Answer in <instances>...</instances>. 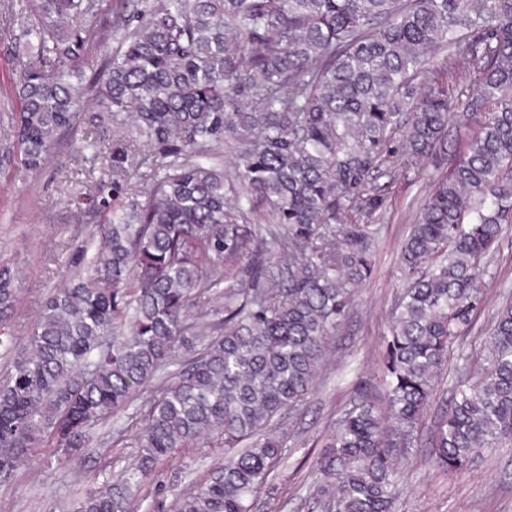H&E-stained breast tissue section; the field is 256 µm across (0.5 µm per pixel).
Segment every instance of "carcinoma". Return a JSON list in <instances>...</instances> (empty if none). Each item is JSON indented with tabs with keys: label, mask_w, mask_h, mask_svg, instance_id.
<instances>
[{
	"label": "carcinoma",
	"mask_w": 512,
	"mask_h": 512,
	"mask_svg": "<svg viewBox=\"0 0 512 512\" xmlns=\"http://www.w3.org/2000/svg\"><path fill=\"white\" fill-rule=\"evenodd\" d=\"M25 0L28 61L10 113L20 166L38 170L83 121L103 177L75 189L93 254L42 305L0 375V482L34 451L65 461L135 401L142 427L123 484L149 485L180 448L224 459L176 512H253L285 455L276 419L316 389L330 341L369 272L372 179L402 140L407 170L448 156V91L491 115L438 178L401 247L411 282L383 355L384 402L363 395L311 468L309 510L395 512L403 458L438 372L481 302L512 224V0ZM112 51L89 59L100 40ZM80 83L70 82L73 74ZM234 171L213 160L224 150ZM149 165L148 204L136 179ZM265 251L275 265L259 268ZM249 279L233 270L242 259ZM0 263V323L19 297ZM224 312L196 315L221 282ZM430 437L450 471L512 440V303L463 357ZM106 481L72 512H125Z\"/></svg>",
	"instance_id": "obj_1"
}]
</instances>
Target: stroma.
<instances>
[{
  "label": "stroma",
  "instance_id": "obj_1",
  "mask_svg": "<svg viewBox=\"0 0 512 512\" xmlns=\"http://www.w3.org/2000/svg\"><path fill=\"white\" fill-rule=\"evenodd\" d=\"M13 37L0 31V114L16 111L10 88L25 57L12 50ZM473 91L454 83L448 96L451 116H463L464 128L448 127V156L456 158L465 135L486 119L469 104ZM85 134L75 131L34 173L17 167L6 126L0 125V262L12 265L20 301L11 319L16 337L28 334L41 305L57 288L73 254L88 240L97 219H76L68 204L75 185L101 178L99 165L83 158ZM440 172L426 164L405 170L388 162L375 184L385 202L372 248V272L355 288L352 304L331 344L321 388L306 404L286 413L280 425L288 455L275 471L272 489L261 496L258 512H308L313 482L307 453H319L361 391L383 396V338L392 321L395 298L407 284L400 248L429 197ZM483 300L464 326L441 370L422 437L437 426L454 384L459 354L479 351L498 309L512 300V224L504 225L490 272L481 285ZM138 419L105 424L80 458L60 465L30 458L13 482L0 484V512H69L71 505L118 475L131 459ZM224 456L220 448H184L164 465L159 483L132 490L129 512H172L179 493L206 478ZM397 512H512V444L481 452L464 470L436 467L427 445L414 448L402 466Z\"/></svg>",
  "mask_w": 512,
  "mask_h": 512
}]
</instances>
